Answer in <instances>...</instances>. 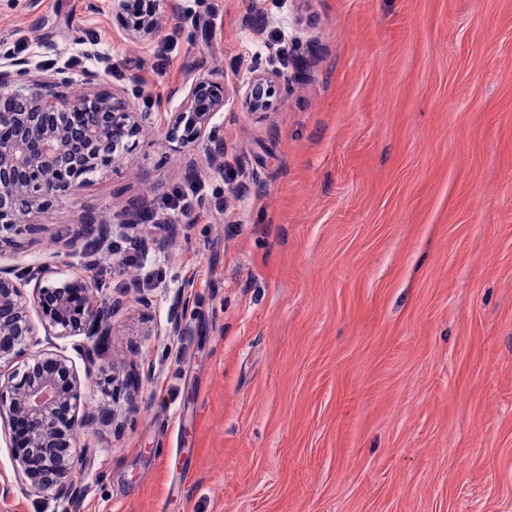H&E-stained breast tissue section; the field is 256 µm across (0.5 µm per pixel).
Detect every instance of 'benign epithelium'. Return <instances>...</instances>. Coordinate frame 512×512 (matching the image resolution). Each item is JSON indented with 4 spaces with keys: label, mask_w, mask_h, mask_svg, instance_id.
Masks as SVG:
<instances>
[{
    "label": "benign epithelium",
    "mask_w": 512,
    "mask_h": 512,
    "mask_svg": "<svg viewBox=\"0 0 512 512\" xmlns=\"http://www.w3.org/2000/svg\"><path fill=\"white\" fill-rule=\"evenodd\" d=\"M112 16L133 39L154 38L161 29L159 0H148L146 8L142 0H112ZM84 84L91 90H75L65 71L36 82L25 59L0 56V99L28 107L14 134L0 140V233L21 223L25 210L16 207V199L30 210L70 194L87 170L114 163L125 142L140 133L137 113L124 94L105 88L96 72H86ZM240 90L249 108L259 111L272 105L281 85L255 66ZM227 101L223 82L194 79L182 106L171 115V139L191 150L224 144L213 118ZM53 263L45 260L27 273L37 280L30 296L14 268L0 267V419L8 428L22 485L51 492L62 512H68L69 504L85 493L73 480L84 463L77 450L83 389L54 340L83 336L87 352L98 350L102 337L111 335L118 302L96 298L99 285L81 276L60 285L48 281ZM33 311L44 329L46 348L41 347Z\"/></svg>",
    "instance_id": "obj_1"
}]
</instances>
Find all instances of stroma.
Segmentation results:
<instances>
[{"label":"stroma","instance_id":"35a3bbf8","mask_svg":"<svg viewBox=\"0 0 512 512\" xmlns=\"http://www.w3.org/2000/svg\"><path fill=\"white\" fill-rule=\"evenodd\" d=\"M160 11L182 31L167 68L108 0H0V54L30 37L34 78L98 72L142 116L110 167L0 234V266L54 256L61 282L95 259L88 218L115 227L96 278L123 305L86 383L70 512H512V0ZM262 26L298 41L303 71ZM256 64L287 83L271 110L230 99L223 155L180 149L193 77L232 89ZM190 178L224 195L210 223L163 251V229L116 228ZM3 483L0 512H61L21 489L0 428Z\"/></svg>","mask_w":512,"mask_h":512}]
</instances>
